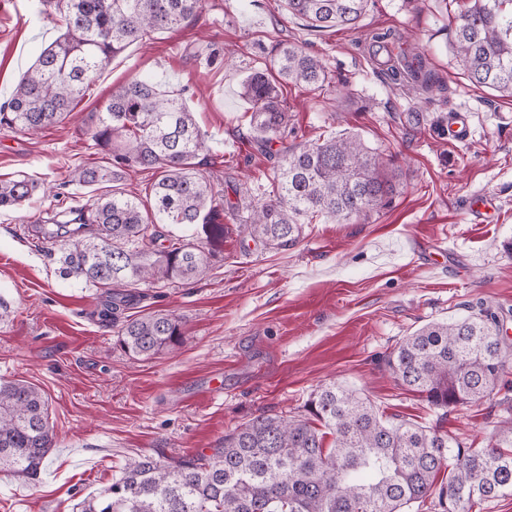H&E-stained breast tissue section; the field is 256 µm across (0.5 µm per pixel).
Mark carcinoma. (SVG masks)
<instances>
[{
	"label": "carcinoma",
	"mask_w": 512,
	"mask_h": 512,
	"mask_svg": "<svg viewBox=\"0 0 512 512\" xmlns=\"http://www.w3.org/2000/svg\"><path fill=\"white\" fill-rule=\"evenodd\" d=\"M313 31H354L369 0H281ZM202 0H37L56 15L60 35L16 84L0 127L34 133L61 121L91 79L114 57L155 32L194 20ZM466 79L512 98V0H471L453 30ZM272 68L249 73L240 94L251 104L249 127L259 148L277 156L264 202L251 208L242 234L271 248L296 245L304 224L338 221L384 208L403 172L356 136L286 143L283 87L315 89L327 80L316 56L291 43L272 50ZM112 167L77 166L69 182L112 193L51 212L36 235L60 243V276L101 288L104 322L122 321L118 343L149 358L184 343L175 316L122 318L137 286L195 281L224 260V208L199 156L210 150L180 95L135 79L112 95L89 127ZM278 149H273L275 144ZM151 170L150 200L120 187L126 170ZM44 184L0 180V210L23 206ZM509 355L496 312L480 308L451 322L427 324L389 355L396 381L437 408L467 406L512 388ZM309 416L261 414L224 436L209 456L129 460L110 485L77 504L79 512H406L437 499L441 512H470L512 496V416L484 448L437 431L393 423L358 392L329 384ZM331 446H325L327 436ZM54 447L48 398L21 379L0 380V471L35 480ZM447 476L436 483L441 471Z\"/></svg>",
	"instance_id": "obj_1"
}]
</instances>
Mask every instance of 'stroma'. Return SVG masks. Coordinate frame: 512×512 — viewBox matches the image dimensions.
I'll use <instances>...</instances> for the list:
<instances>
[{
    "instance_id": "1",
    "label": "stroma",
    "mask_w": 512,
    "mask_h": 512,
    "mask_svg": "<svg viewBox=\"0 0 512 512\" xmlns=\"http://www.w3.org/2000/svg\"><path fill=\"white\" fill-rule=\"evenodd\" d=\"M469 0H372L357 30H308L279 0H203L199 17L154 33L116 56L67 116L35 134L0 130V179L24 174L51 186L0 210V377L34 383L49 402L55 446L29 482L0 471V512H75L129 459L211 454L261 413L304 414L323 385L367 397L387 419L483 446L505 415L499 397L430 406L397 384L386 359L432 322L490 306L512 344V98L468 82L451 26ZM387 34L388 51L375 35ZM58 34L33 0H0V106ZM304 45L329 75L323 87H286L289 142L357 135L403 171L391 203L346 222L319 218L288 249L242 237L274 161L253 143L242 79L268 66L272 45ZM418 46L437 84L408 93ZM139 77L182 95L209 139L202 169L236 207L225 215L224 260L191 284L141 286L131 315L179 316L184 343L143 359L117 344L97 316L98 289L61 279L57 255L28 236L79 165L111 166L86 130L111 92ZM421 113L413 121L412 113ZM470 116L471 137L450 140L448 115ZM496 206L473 218L475 196Z\"/></svg>"
}]
</instances>
